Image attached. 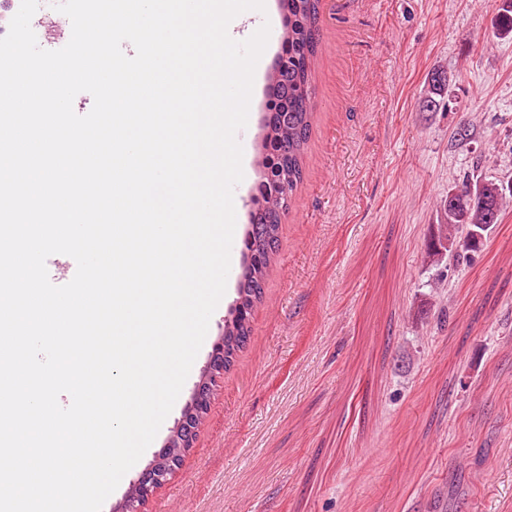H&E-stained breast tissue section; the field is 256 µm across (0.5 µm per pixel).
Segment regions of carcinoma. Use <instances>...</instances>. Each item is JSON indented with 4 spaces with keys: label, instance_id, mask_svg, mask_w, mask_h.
<instances>
[{
    "label": "carcinoma",
    "instance_id": "cac0c4a2",
    "mask_svg": "<svg viewBox=\"0 0 512 512\" xmlns=\"http://www.w3.org/2000/svg\"><path fill=\"white\" fill-rule=\"evenodd\" d=\"M279 4L284 48L267 78L264 152L257 162L260 180L255 186L250 229L245 237L246 262L231 317L224 320L226 371L248 342L252 311L263 297L267 271L277 254L282 216L303 181V155L315 108L311 78L319 46L320 0H279ZM493 28L505 38L512 35V0H502ZM447 93V77L438 72L432 74L423 110L439 109ZM506 199L505 190L496 181H478L472 174L465 175L448 190V199L443 203L445 223L440 225L438 243L429 249V255L446 252L456 262L470 259L498 222ZM186 452L179 447V436H174L162 466L175 471Z\"/></svg>",
    "mask_w": 512,
    "mask_h": 512
}]
</instances>
